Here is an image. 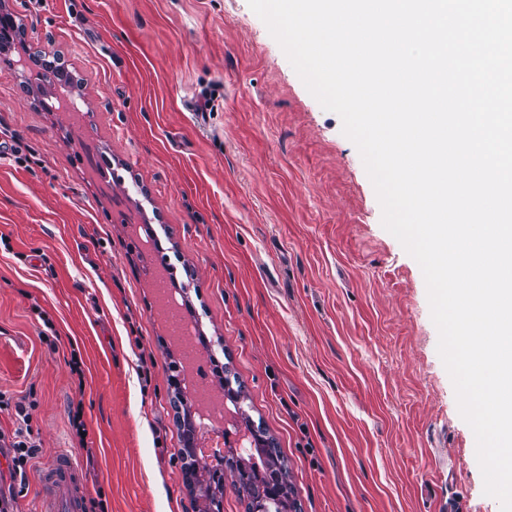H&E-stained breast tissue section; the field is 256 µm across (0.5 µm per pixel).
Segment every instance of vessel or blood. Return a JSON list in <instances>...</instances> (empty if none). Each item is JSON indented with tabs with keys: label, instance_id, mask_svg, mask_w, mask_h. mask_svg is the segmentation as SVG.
Returning a JSON list of instances; mask_svg holds the SVG:
<instances>
[{
	"label": "vessel or blood",
	"instance_id": "1",
	"mask_svg": "<svg viewBox=\"0 0 512 512\" xmlns=\"http://www.w3.org/2000/svg\"><path fill=\"white\" fill-rule=\"evenodd\" d=\"M38 479L43 489L39 512H81L86 487L71 453H58L39 470Z\"/></svg>",
	"mask_w": 512,
	"mask_h": 512
}]
</instances>
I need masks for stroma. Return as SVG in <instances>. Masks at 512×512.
<instances>
[{
	"label": "stroma",
	"mask_w": 512,
	"mask_h": 512,
	"mask_svg": "<svg viewBox=\"0 0 512 512\" xmlns=\"http://www.w3.org/2000/svg\"><path fill=\"white\" fill-rule=\"evenodd\" d=\"M91 105L83 138L0 53V392L38 447L0 494L37 512L71 450L104 512H198L169 384L180 352L144 265L173 268L217 364L288 462L301 512H501L438 354L417 261L342 120L248 0H0ZM55 332L45 335L43 321ZM80 409L86 438L69 412Z\"/></svg>",
	"instance_id": "stroma-1"
}]
</instances>
